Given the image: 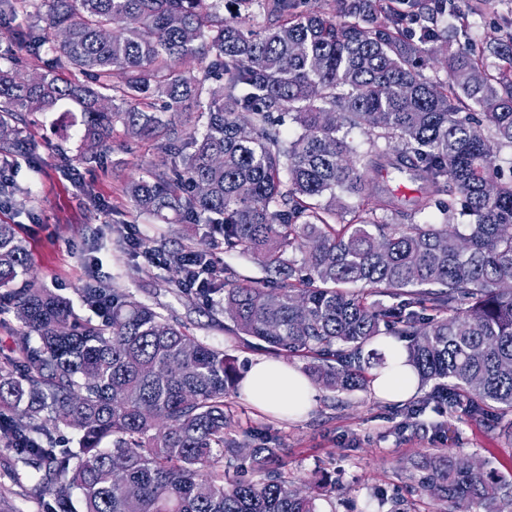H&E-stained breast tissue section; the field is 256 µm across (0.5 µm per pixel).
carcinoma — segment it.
Listing matches in <instances>:
<instances>
[{
    "mask_svg": "<svg viewBox=\"0 0 512 512\" xmlns=\"http://www.w3.org/2000/svg\"><path fill=\"white\" fill-rule=\"evenodd\" d=\"M230 2L226 18L224 0H0V19L24 18L28 51L0 52V208L20 192L15 158L38 149L26 116L75 106L89 162L115 131L152 140L166 161L129 183L134 208L205 224L265 273L242 279L157 240L181 292L218 297L212 316L308 359L334 392L372 383L384 356L366 346L392 330L421 384L475 418L498 411L511 439L512 157L507 178L498 161L512 149V30L475 53L452 0ZM439 64L445 78H424ZM355 128L368 149L348 141ZM29 271L0 224V290L24 328L0 361V436L49 512H319L273 468V439L227 433L234 358L116 289H91L105 314L79 321L62 296L15 287ZM62 427L77 450L57 448ZM245 463L258 479L238 476ZM410 468L448 512H512V481L487 462L437 452Z\"/></svg>",
    "mask_w": 512,
    "mask_h": 512,
    "instance_id": "cac0c4a2",
    "label": "carcinoma"
}]
</instances>
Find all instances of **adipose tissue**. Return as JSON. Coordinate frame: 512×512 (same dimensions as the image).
<instances>
[{
  "label": "adipose tissue",
  "instance_id": "ef3b65f1",
  "mask_svg": "<svg viewBox=\"0 0 512 512\" xmlns=\"http://www.w3.org/2000/svg\"><path fill=\"white\" fill-rule=\"evenodd\" d=\"M385 363L375 372V393L391 402H402L417 391L418 378L406 359L407 349L390 337H379ZM242 392L255 406L293 415L311 407L316 390L299 370L283 361L255 360L242 382Z\"/></svg>",
  "mask_w": 512,
  "mask_h": 512
}]
</instances>
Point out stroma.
<instances>
[{
	"label": "stroma",
	"instance_id": "1",
	"mask_svg": "<svg viewBox=\"0 0 512 512\" xmlns=\"http://www.w3.org/2000/svg\"><path fill=\"white\" fill-rule=\"evenodd\" d=\"M79 113L69 105L28 117L25 133L39 145L37 159H18L15 178L28 188L25 208H1L0 222L15 225L30 261L29 281L70 300L82 318H95L86 293L97 283L121 289L164 314L178 316L199 340L224 348L239 368L257 358L306 362L287 353L249 345L231 324L214 322L204 301L180 293L171 273L144 255L128 250L127 238H165L169 247L208 249L219 264L239 275L261 277L251 258L225 253L220 237L207 228L145 218L132 206L126 187L143 169L161 165L164 155L150 141L115 133L100 164L78 156ZM432 385L394 403L372 389L334 393L318 389L315 403L298 416H278L251 405L242 391L231 392V433L248 430L272 437L282 450V469L292 487L312 491L326 482L329 492L320 512H444V503L411 490L408 465L422 454L449 451L490 462L499 474L512 475V441L499 436L497 418L477 420L463 407L433 400ZM15 512H45L32 484L0 464V502Z\"/></svg>",
	"mask_w": 512,
	"mask_h": 512
}]
</instances>
